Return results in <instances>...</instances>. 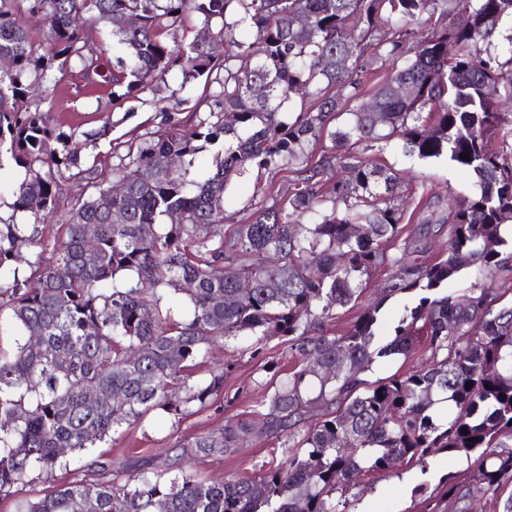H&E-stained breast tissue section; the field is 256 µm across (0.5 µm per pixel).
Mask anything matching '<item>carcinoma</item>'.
<instances>
[{"label": "carcinoma", "instance_id": "1", "mask_svg": "<svg viewBox=\"0 0 512 512\" xmlns=\"http://www.w3.org/2000/svg\"><path fill=\"white\" fill-rule=\"evenodd\" d=\"M190 15L213 43L245 28L255 44L229 40L217 60L212 43L177 40ZM507 23L512 0H0V57L12 59L0 70V167L11 159L26 170L0 214V337H14L11 350L0 347V496L124 424L158 411L181 419L221 396L222 369L190 382L220 339L248 337L255 358L277 338L295 357L258 411L288 457L259 479L145 470L71 482L15 512H298L300 502L306 512H352L363 476L411 462L425 473L442 451L478 453L471 481L491 496L511 486L512 234H500L512 225ZM100 24L111 28L110 68L104 44L88 38ZM72 68L109 86L118 107L160 95L172 70L219 90L191 128L171 120L123 155L113 146L118 162L104 176L86 151L111 122L79 133L43 108L49 72ZM404 85L413 93L400 94ZM494 138L501 146L487 149ZM199 141L212 151L205 178ZM392 142L469 168L473 191L445 214L422 199L410 206L394 192L397 172L364 157ZM272 165L288 168L287 195L224 235L229 183ZM81 182L91 192L69 195ZM114 212L126 223H113ZM56 214L65 237L50 244L40 224ZM305 215L311 223H294ZM406 219L448 225L446 256L400 247ZM272 260L274 288L264 279ZM379 270L386 294L337 331L340 311ZM464 270L475 282L450 288ZM242 278L254 281L247 294ZM176 294L191 304L182 319L167 307ZM396 295L408 302L385 337L381 310ZM419 339L425 359L365 377L411 358ZM91 391L120 398L91 401ZM253 431L230 421L188 447L219 458Z\"/></svg>", "mask_w": 512, "mask_h": 512}]
</instances>
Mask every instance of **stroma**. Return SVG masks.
Here are the masks:
<instances>
[{"label": "stroma", "instance_id": "stroma-1", "mask_svg": "<svg viewBox=\"0 0 512 512\" xmlns=\"http://www.w3.org/2000/svg\"><path fill=\"white\" fill-rule=\"evenodd\" d=\"M165 82L168 91L182 100L179 111L183 125L196 124L198 117L208 112L209 98L203 81L184 83L181 73L174 70L166 75ZM81 83L79 72L72 71L51 85V115L54 121L80 131L111 121L112 130L108 140L100 142V153H107L110 144L164 129L165 116L152 103L130 101L109 115L98 109L100 102L107 99L105 92L86 94ZM379 157L400 174L397 192L403 196L421 183L427 192L445 199L470 189L473 183L467 170L443 157L424 160L409 157L395 145L386 147ZM287 187V173L274 168L251 173L234 182L224 194L225 232H232L236 225L247 222L254 203L265 199L267 192L283 191ZM225 362L232 363L233 368L224 381L223 397L212 406L180 420L159 413L151 415L144 426L119 428L90 453L74 455L67 466L55 470L50 480L30 478L17 485L15 496L0 499V512H15L18 500L41 497L57 486L90 478L96 461L106 463L110 471L121 477H128L142 469L146 457L158 448L170 449L176 457V473L213 482L223 481L229 475L251 476L264 461L285 460L286 448L277 439L264 435L252 436L235 453L221 458L203 457L186 447L185 442L191 436L220 429L228 419L257 422L256 410L270 379L267 363L287 367L292 365L293 357L286 346L274 340L265 357L253 358L243 353L241 342L232 339L213 348L209 358L194 368L193 380L208 379L212 370ZM466 467L465 457L441 452L431 458L428 474L405 465L386 476H369L366 481L369 491L356 502L354 512H433L443 481L451 475H463Z\"/></svg>", "mask_w": 512, "mask_h": 512}]
</instances>
